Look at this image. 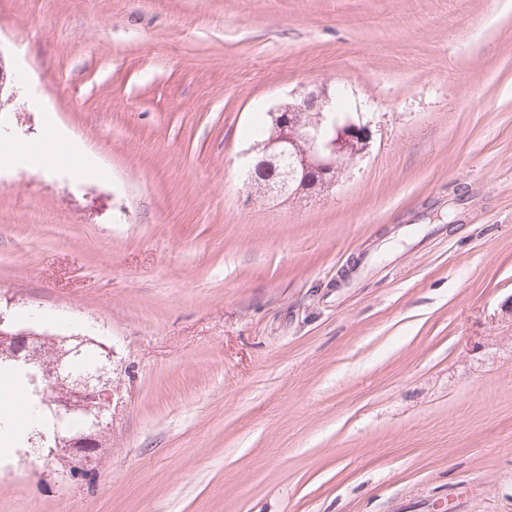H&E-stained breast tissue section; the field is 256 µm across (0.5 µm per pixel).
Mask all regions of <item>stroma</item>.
Segmentation results:
<instances>
[{"label":"stroma","mask_w":512,"mask_h":512,"mask_svg":"<svg viewBox=\"0 0 512 512\" xmlns=\"http://www.w3.org/2000/svg\"><path fill=\"white\" fill-rule=\"evenodd\" d=\"M0 70V312L114 390L92 470L2 459L0 512H512V0H0ZM321 86L365 158L255 192Z\"/></svg>","instance_id":"1"}]
</instances>
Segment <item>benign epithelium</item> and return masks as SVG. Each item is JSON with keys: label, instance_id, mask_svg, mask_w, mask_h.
<instances>
[{"label": "benign epithelium", "instance_id": "7a95c632", "mask_svg": "<svg viewBox=\"0 0 512 512\" xmlns=\"http://www.w3.org/2000/svg\"><path fill=\"white\" fill-rule=\"evenodd\" d=\"M332 111L333 104L327 93L300 91L294 94L292 102L269 113L273 127L280 133V140L306 144L305 151L294 155L290 173L320 172L322 181L319 187L323 191L336 184L337 173L342 166L356 159V156L346 154L349 142L358 139L363 149L369 146L368 126L353 120L336 126L334 139L326 140L324 126ZM299 112L309 113L307 122L297 120ZM0 340L11 343L8 357L19 365L27 366L39 359V343L43 336L6 322L1 314ZM97 347L100 349L99 369L73 381L66 394L54 399L56 410L68 415L80 413L84 407L92 404L98 409L95 419L84 425L83 431L56 437L57 448L54 452L72 456L74 466L79 471L85 470L98 456L102 447L99 438L107 426V419L112 417V350L101 343Z\"/></svg>", "mask_w": 512, "mask_h": 512}]
</instances>
